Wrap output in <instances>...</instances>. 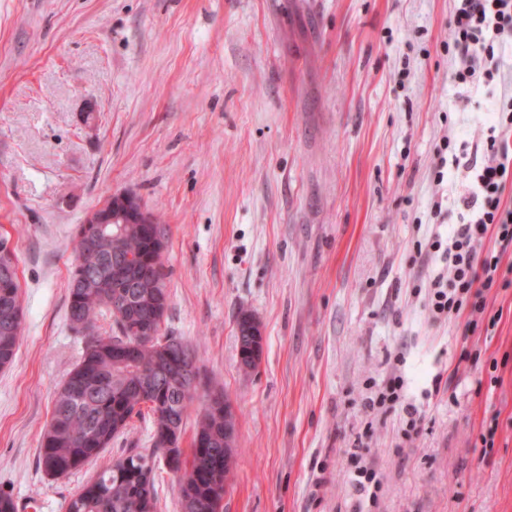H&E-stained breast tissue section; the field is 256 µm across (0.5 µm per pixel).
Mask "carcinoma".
<instances>
[{
	"label": "carcinoma",
	"instance_id": "cac0c4a2",
	"mask_svg": "<svg viewBox=\"0 0 512 512\" xmlns=\"http://www.w3.org/2000/svg\"><path fill=\"white\" fill-rule=\"evenodd\" d=\"M157 237L145 234L141 224H79L75 236V265L69 281L68 318L73 330L83 335L82 358L68 373L72 384L85 386L94 377L103 383L82 399L64 392L53 400L50 422L42 436L40 463L52 477L66 476L95 462L112 440L132 427L134 418L151 416L153 448H128L97 472L66 503V512H156V460L163 457L170 471L179 475L180 512H220L236 461V449L224 447V408L231 407L223 392L206 389L202 367H197L193 385L176 384L154 372H170L183 362L181 348L194 353L177 336L168 345L142 341L130 358L125 350L132 340L133 324L113 319L109 330L98 321L112 311L116 299L128 314L141 310L144 293H160L161 317H166L170 295L166 285L161 251L166 247V230L155 222ZM8 238L0 236V368L10 366L16 356L23 321L4 327L10 311L24 316L14 253ZM120 255L136 264H150V275L134 288L112 287V256ZM264 338L251 343L237 337L238 361L245 372L261 361ZM205 395H200V390ZM204 397L190 446L182 448L186 421L194 402Z\"/></svg>",
	"mask_w": 512,
	"mask_h": 512
}]
</instances>
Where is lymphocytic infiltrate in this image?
Returning <instances> with one entry per match:
<instances>
[{"label":"lymphocytic infiltrate","instance_id":"obj_1","mask_svg":"<svg viewBox=\"0 0 512 512\" xmlns=\"http://www.w3.org/2000/svg\"><path fill=\"white\" fill-rule=\"evenodd\" d=\"M452 37L445 50L454 63L452 79L460 85L501 78L504 50L512 46V0H454ZM495 123L483 143V162L463 200L470 215L453 225L447 239H433L430 251H444L450 282L434 278L429 308L434 320L466 316L474 329L485 309V294L500 279V261L512 250V207L504 193L512 184V98L494 105ZM495 249H488L487 240Z\"/></svg>","mask_w":512,"mask_h":512}]
</instances>
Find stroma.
I'll return each mask as SVG.
<instances>
[{"instance_id":"stroma-1","label":"stroma","mask_w":512,"mask_h":512,"mask_svg":"<svg viewBox=\"0 0 512 512\" xmlns=\"http://www.w3.org/2000/svg\"><path fill=\"white\" fill-rule=\"evenodd\" d=\"M452 9L0 0V235L25 312L0 369V491L21 512H65L97 468L152 445L139 420L96 465L59 478L40 465L84 345L67 314L75 227L120 191L160 214L165 327L237 416L221 512H512V286L487 295L497 322L464 334L463 320H430L445 263L417 253L459 223L486 114L512 94L506 80L452 81ZM451 133L458 160L445 164ZM242 309L265 341L248 374ZM393 375L401 404L367 410L368 383ZM362 447L382 480L374 507L348 476Z\"/></svg>"}]
</instances>
